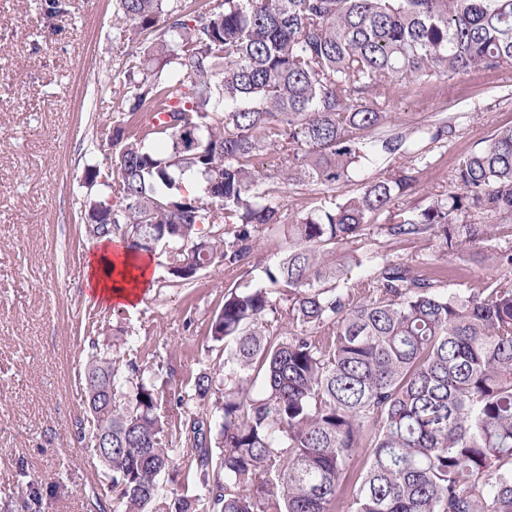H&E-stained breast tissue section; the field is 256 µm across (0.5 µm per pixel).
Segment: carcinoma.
<instances>
[{
    "instance_id": "carcinoma-1",
    "label": "carcinoma",
    "mask_w": 512,
    "mask_h": 512,
    "mask_svg": "<svg viewBox=\"0 0 512 512\" xmlns=\"http://www.w3.org/2000/svg\"><path fill=\"white\" fill-rule=\"evenodd\" d=\"M119 12L150 42L98 133L113 178L84 222L96 240L164 249L162 288L238 276L208 328L218 373L171 392L145 376L136 332L91 342L83 405L114 512H512V284L451 292L377 254L336 256L408 193L405 168L288 226L275 184L334 189L447 142L456 117L382 128L391 85L511 69L512 0H119ZM450 184L381 231L512 269V250L490 245L512 238V128ZM364 264L374 275L352 279ZM164 477L196 493L165 496ZM42 500L33 487L18 508Z\"/></svg>"
}]
</instances>
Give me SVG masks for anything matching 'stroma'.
Segmentation results:
<instances>
[{
	"mask_svg": "<svg viewBox=\"0 0 512 512\" xmlns=\"http://www.w3.org/2000/svg\"><path fill=\"white\" fill-rule=\"evenodd\" d=\"M45 0H0V512H18L30 486L44 488L42 512L112 508V491L89 440L80 375L90 314L111 329L132 328L176 378L218 369L207 334L234 274L214 272L191 288L150 286L137 309L104 308L87 296L85 265L95 241L80 230L87 167L107 169L95 136L110 122L125 90L136 32L113 27L118 0H65L55 19ZM467 113L446 146L413 164L411 193L395 203L408 210L446 191L459 161L486 145L492 131L512 126V69L434 76L394 88L386 125L406 131L440 117ZM318 186H280L286 219L315 209L332 194ZM379 215L348 250L372 251L411 267L445 274L443 289L479 285L501 272L469 252L449 254L437 240L390 241Z\"/></svg>",
	"mask_w": 512,
	"mask_h": 512,
	"instance_id": "obj_1",
	"label": "stroma"
}]
</instances>
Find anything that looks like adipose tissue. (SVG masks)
<instances>
[{"label":"adipose tissue","mask_w":512,"mask_h":512,"mask_svg":"<svg viewBox=\"0 0 512 512\" xmlns=\"http://www.w3.org/2000/svg\"><path fill=\"white\" fill-rule=\"evenodd\" d=\"M152 260L139 257L117 238L98 241L86 261L85 285L95 303L137 307L152 279Z\"/></svg>","instance_id":"obj_1"}]
</instances>
